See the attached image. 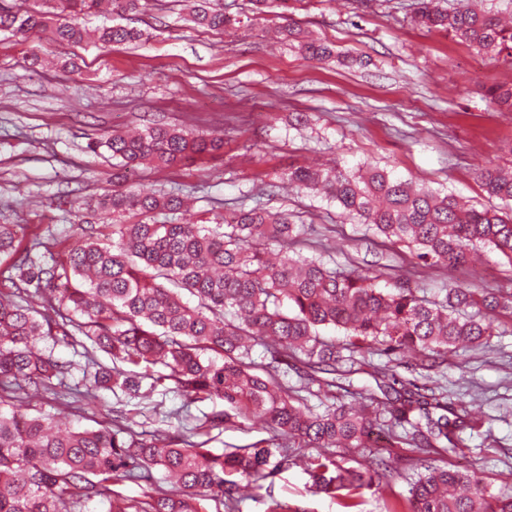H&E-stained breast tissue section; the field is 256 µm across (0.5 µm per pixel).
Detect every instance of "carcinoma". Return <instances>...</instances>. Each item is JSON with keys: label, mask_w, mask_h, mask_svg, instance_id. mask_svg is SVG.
<instances>
[{"label": "carcinoma", "mask_w": 512, "mask_h": 512, "mask_svg": "<svg viewBox=\"0 0 512 512\" xmlns=\"http://www.w3.org/2000/svg\"><path fill=\"white\" fill-rule=\"evenodd\" d=\"M67 16L30 6L0 4V33L27 39L47 33L63 44L118 46L143 33L122 25L88 28V15L138 11L140 0H62ZM257 13L291 0H253ZM472 0L448 10L420 0L415 21L442 30L496 58H512V26L499 13L476 10ZM191 21L210 30L230 22L213 0H194ZM304 57H331L327 43L283 27ZM116 160L112 192L94 207L104 223L73 241L34 243L50 262L20 249L21 224H0V512H73L102 493L103 483L136 479L153 469L177 484L143 501L116 498L109 512H241L237 478L254 483L288 464L290 443L315 449L308 456L314 492L336 499L345 512H362L363 494L375 490L383 512H512V490H489L477 473L448 466L433 455L460 447L456 431L469 424L467 407L448 400L438 382L448 353L490 347L502 317L512 321V288H472L448 282L429 300L403 278L388 286L359 267L336 268L292 250L304 229L286 212L256 205L231 219L205 223L182 217L183 197L144 193L129 184L140 165L172 168L224 148L220 136H190L175 126H149L134 135L113 133L103 142ZM490 198L512 201V175L496 167L479 174ZM280 184L323 194L367 225L383 244H402L421 268L467 265L471 251L490 247L512 264V207L481 209L454 195L395 177L375 166L355 171L336 164L292 167ZM194 297L196 304L183 300ZM41 298L34 306L33 297ZM327 328L343 332L326 337ZM81 347L87 359L83 388L60 394L63 406L82 410L93 392L121 390L150 397L173 381L196 401L218 398L224 409L204 415L192 436L158 430L143 434L111 422L75 428L58 415L11 409L31 391H54L64 362L37 344ZM265 359L252 357L254 346ZM112 365L100 364L95 352ZM211 351L221 360L205 356ZM418 356V372L397 371L401 354ZM374 355L387 362L375 363ZM161 365L168 374H155ZM293 372L297 383L288 384ZM151 379L147 391L141 380ZM337 388L349 402L317 411L307 396ZM271 430L276 448L253 445L221 454L207 448L210 432L239 426ZM384 431L393 446L425 454L405 499L393 491L399 468L370 451ZM203 440L195 441L193 437Z\"/></svg>", "instance_id": "1"}]
</instances>
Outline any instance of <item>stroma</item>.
Segmentation results:
<instances>
[{
	"label": "stroma",
	"mask_w": 512,
	"mask_h": 512,
	"mask_svg": "<svg viewBox=\"0 0 512 512\" xmlns=\"http://www.w3.org/2000/svg\"><path fill=\"white\" fill-rule=\"evenodd\" d=\"M219 3L232 19L220 33L190 21L188 0H141L127 23L146 39L104 51L45 35L23 41L0 34V224L80 237L99 223L88 200L112 189V160L89 142L175 125L222 136L223 154L139 169L133 181L150 192L191 196L198 217L259 203L288 211L295 223L314 226L328 262L411 278L431 298L447 280L512 287V266L490 249H478L465 267L417 269L406 247L372 244L322 195L266 188L291 165L355 169L375 162L486 204L480 168L512 166L504 150L512 112L488 99L491 88L512 85V60L490 59L444 31L417 26V0H297V24L336 47L337 58L327 62L304 59L288 41L273 39L282 19L255 16L251 0ZM36 55L68 66L32 67ZM441 383L471 411L468 446L447 455L448 464L473 469L499 490L503 473L512 471V324L500 327L489 351L450 353ZM222 407L219 400L192 401L168 381L146 403L99 391L75 423L95 425L118 408L134 413L136 431L188 432ZM166 487L160 478L115 479L108 493L74 512H108L111 495L141 501ZM272 497L306 512H342L337 500L313 493L298 466L251 489L244 512H266Z\"/></svg>",
	"instance_id": "obj_1"
}]
</instances>
